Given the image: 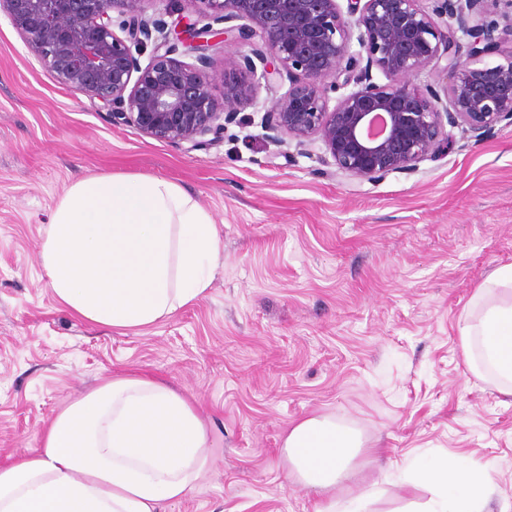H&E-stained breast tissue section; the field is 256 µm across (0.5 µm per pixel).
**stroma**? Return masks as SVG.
<instances>
[{"label": "stroma", "mask_w": 512, "mask_h": 512, "mask_svg": "<svg viewBox=\"0 0 512 512\" xmlns=\"http://www.w3.org/2000/svg\"><path fill=\"white\" fill-rule=\"evenodd\" d=\"M275 93L197 150L113 124L58 84L0 17V460L35 447L69 399L133 371L194 399L212 434L196 488L167 512H313L282 438L327 415L357 431L351 494L368 512H423L406 467L460 457L488 471L486 512L512 505V397L473 375L459 345L475 291L512 264V126L409 174L337 172L321 141L276 145L260 126ZM141 173L189 191L219 226L224 262L206 295L137 333L56 302L38 246L74 182Z\"/></svg>", "instance_id": "35a3bbf8"}]
</instances>
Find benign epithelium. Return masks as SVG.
Here are the masks:
<instances>
[{"mask_svg": "<svg viewBox=\"0 0 512 512\" xmlns=\"http://www.w3.org/2000/svg\"><path fill=\"white\" fill-rule=\"evenodd\" d=\"M160 2L0 0V15L58 84L101 102L112 122L193 149L285 76L261 126L279 145L319 138L336 170L360 180L416 170L453 149L454 128L479 139L512 126V12L488 21L485 0L429 10L421 0H186L195 18L170 24L146 15ZM228 41L250 50L222 59L219 101L209 69ZM428 68L446 72L444 92L413 85Z\"/></svg>", "mask_w": 512, "mask_h": 512, "instance_id": "obj_1", "label": "benign epithelium"}]
</instances>
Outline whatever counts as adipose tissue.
Returning a JSON list of instances; mask_svg holds the SVG:
<instances>
[{
	"instance_id": "1",
	"label": "adipose tissue",
	"mask_w": 512,
	"mask_h": 512,
	"mask_svg": "<svg viewBox=\"0 0 512 512\" xmlns=\"http://www.w3.org/2000/svg\"><path fill=\"white\" fill-rule=\"evenodd\" d=\"M39 258L57 302L76 318L139 332L202 298L223 261L212 215L176 182L146 174L72 184L41 237ZM460 329L464 359L489 369L512 396V264L477 288ZM211 435L185 395L136 373L115 374L60 408L39 445L0 462V512H165L191 493ZM295 485L319 492L314 512H366L337 499L358 474L363 443L325 415L288 428L282 443ZM435 485L427 512H482L487 472L464 460L417 464Z\"/></svg>"
}]
</instances>
